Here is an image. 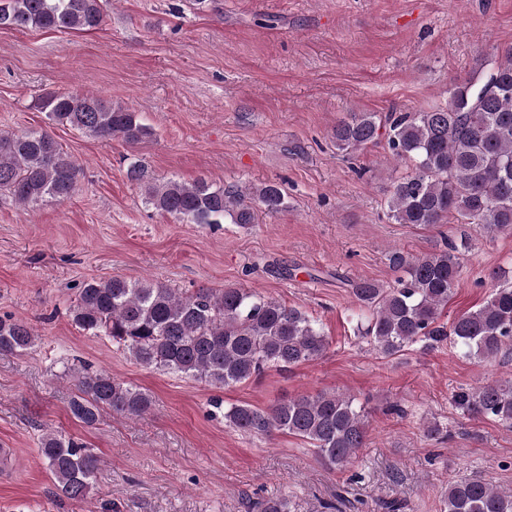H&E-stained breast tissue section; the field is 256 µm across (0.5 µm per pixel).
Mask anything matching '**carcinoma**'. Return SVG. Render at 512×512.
Instances as JSON below:
<instances>
[{"label":"carcinoma","mask_w":512,"mask_h":512,"mask_svg":"<svg viewBox=\"0 0 512 512\" xmlns=\"http://www.w3.org/2000/svg\"><path fill=\"white\" fill-rule=\"evenodd\" d=\"M105 22L102 0H0V27L59 32L92 31ZM37 108L57 125L100 140L120 138L136 144L152 130L137 112L90 94L50 93ZM336 146L355 151L385 141L390 157L410 166L387 201L397 224L433 227L478 224L488 235L512 234V48L480 65L477 75L448 89V102L422 112H349L334 129ZM80 169L46 130L0 132V193L22 206L48 199L62 203L78 191ZM145 203L162 214L192 224L256 223L258 213L287 208L276 184L242 188L169 180L158 183L135 161L126 170ZM402 272L395 284L359 281L352 294L367 325L361 338L383 357L420 343L433 349L453 338L465 357L494 359L512 344V277L498 268L485 303L451 323L441 320L461 275L457 247L410 257L399 250L387 256ZM73 323L106 336L138 363L228 388L268 368H291L316 360L329 340L316 320L255 290L199 288L186 294L154 280L119 277L92 280L78 289ZM33 326L0 316V352L32 347ZM72 415L85 425L110 410L140 417L150 406L141 390L99 371L78 378ZM468 417L493 418L512 426V383L461 388L452 397ZM224 422L245 433H287L309 442L324 463L344 467L367 441L366 417L355 399L343 393L302 394L266 410L234 404ZM39 448L58 495L88 498L99 470L93 449L55 431H45ZM445 512H512V490L484 479L448 484Z\"/></svg>","instance_id":"carcinoma-1"}]
</instances>
